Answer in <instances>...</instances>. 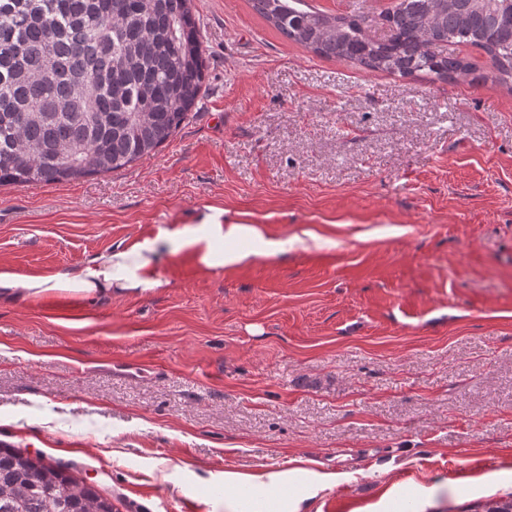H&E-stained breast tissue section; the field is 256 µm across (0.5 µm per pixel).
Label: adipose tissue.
<instances>
[{
	"label": "adipose tissue",
	"mask_w": 512,
	"mask_h": 512,
	"mask_svg": "<svg viewBox=\"0 0 512 512\" xmlns=\"http://www.w3.org/2000/svg\"><path fill=\"white\" fill-rule=\"evenodd\" d=\"M289 244L288 238L269 233L260 225L226 217L224 210L209 206L197 215L195 223L145 232L129 244L95 255L69 278L22 277L0 266V299L26 300L61 290L98 298L146 293L164 285L155 275L156 259L162 251H189L205 267L228 270L258 259L278 258L287 253ZM290 478L287 469L253 475L225 471L224 487L232 493L224 502L226 512H242L241 500L234 492L243 488L254 493L251 512H303L301 499L281 494Z\"/></svg>",
	"instance_id": "1"
}]
</instances>
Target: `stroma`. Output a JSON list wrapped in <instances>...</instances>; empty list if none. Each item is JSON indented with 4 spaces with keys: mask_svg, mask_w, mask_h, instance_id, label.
Returning <instances> with one entry per match:
<instances>
[{
    "mask_svg": "<svg viewBox=\"0 0 512 512\" xmlns=\"http://www.w3.org/2000/svg\"><path fill=\"white\" fill-rule=\"evenodd\" d=\"M205 90L131 166L0 187V266L69 276L210 205L313 232L227 272L162 255L159 291L0 301V445L116 512H224V473L305 459L348 481L305 512L448 483L512 493V91L370 72L288 41L250 0H194Z\"/></svg>",
    "mask_w": 512,
    "mask_h": 512,
    "instance_id": "stroma-1",
    "label": "stroma"
}]
</instances>
